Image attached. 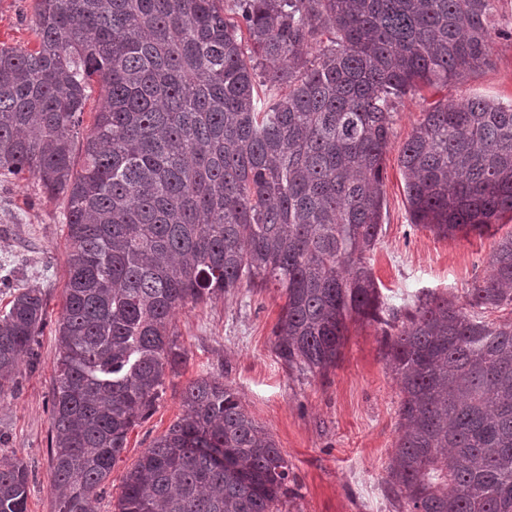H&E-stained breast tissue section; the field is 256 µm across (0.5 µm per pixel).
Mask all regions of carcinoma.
<instances>
[{
	"label": "carcinoma",
	"instance_id": "cac0c4a2",
	"mask_svg": "<svg viewBox=\"0 0 512 512\" xmlns=\"http://www.w3.org/2000/svg\"><path fill=\"white\" fill-rule=\"evenodd\" d=\"M495 0H35L32 48L0 43V176L66 198L54 512H96L128 433L187 356L176 309L272 284L273 351L336 366L348 324L381 325L402 394L386 483L398 512H512V234L464 303L383 306L367 255L383 217L395 100L488 63ZM269 88L257 109L256 83ZM103 101L83 128L89 90ZM82 163L76 164V157ZM411 223L440 237L512 214V103L429 104L405 145ZM45 325L38 288L0 313V392ZM127 472L118 512H276L293 475L209 373ZM28 468L0 454V512Z\"/></svg>",
	"mask_w": 512,
	"mask_h": 512
}]
</instances>
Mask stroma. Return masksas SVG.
Listing matches in <instances>:
<instances>
[{"label":"stroma","mask_w":512,"mask_h":512,"mask_svg":"<svg viewBox=\"0 0 512 512\" xmlns=\"http://www.w3.org/2000/svg\"><path fill=\"white\" fill-rule=\"evenodd\" d=\"M33 0H0V43L29 46ZM512 102V38L495 40L491 62L448 87L411 92L397 100L384 159L383 226L369 264L387 306L425 293L463 299L489 271L512 217L484 235L441 238L410 222L401 150L429 103L468 97ZM63 196L37 179L0 178V276L8 287L41 288L46 326L11 388L0 394V451L21 458L29 472L27 512H53L50 409L55 327L68 278ZM284 298L270 287L179 308L172 318L187 361L170 375L152 415L128 434L97 512H115L127 471L150 441L183 412L181 393L201 371L222 377L255 422L272 435L295 476L279 512H395L386 469L398 430L399 386L381 348L377 323H350L335 368L325 376L288 372L272 350Z\"/></svg>","instance_id":"stroma-1"}]
</instances>
